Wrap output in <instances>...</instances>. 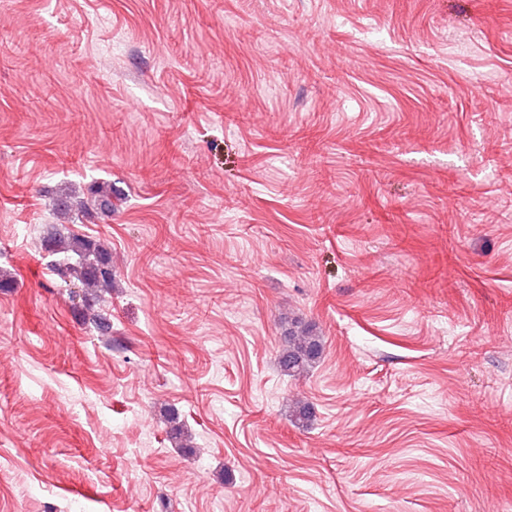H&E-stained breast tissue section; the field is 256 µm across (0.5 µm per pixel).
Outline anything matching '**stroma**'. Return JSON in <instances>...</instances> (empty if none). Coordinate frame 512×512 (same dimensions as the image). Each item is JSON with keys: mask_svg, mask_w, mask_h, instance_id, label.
<instances>
[{"mask_svg": "<svg viewBox=\"0 0 512 512\" xmlns=\"http://www.w3.org/2000/svg\"><path fill=\"white\" fill-rule=\"evenodd\" d=\"M0 512H512V0H0ZM43 249L57 256L53 271L82 288H112V257L99 240L62 229L43 237ZM286 343L279 357V365L288 376L306 373L321 358L322 339L309 325H302L299 321L291 322Z\"/></svg>", "mask_w": 512, "mask_h": 512, "instance_id": "obj_1", "label": "stroma"}]
</instances>
